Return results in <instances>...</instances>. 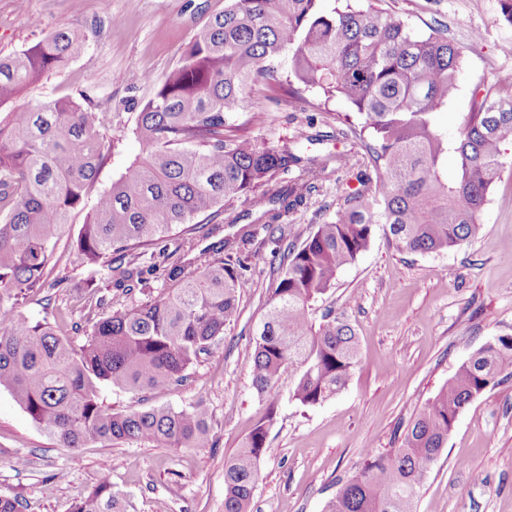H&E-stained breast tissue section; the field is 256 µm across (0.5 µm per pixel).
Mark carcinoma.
Listing matches in <instances>:
<instances>
[{
  "instance_id": "obj_1",
  "label": "carcinoma",
  "mask_w": 512,
  "mask_h": 512,
  "mask_svg": "<svg viewBox=\"0 0 512 512\" xmlns=\"http://www.w3.org/2000/svg\"><path fill=\"white\" fill-rule=\"evenodd\" d=\"M229 0L194 36L181 66L136 113L133 135L144 154L95 192L110 150L104 116L70 97L17 103L21 92L65 68L87 35L60 29L37 44L0 56V388L60 446L149 442L194 448L208 442V411L154 408L114 412L100 402L108 383L157 390L186 379L238 316L241 273L227 253L232 239L211 243L201 267L177 257L192 250L187 224L221 214L224 202L252 200L255 220L273 224L306 205L318 182L344 169L359 188L280 259L271 306L255 340L251 376L263 394L281 372L300 367L293 398L315 406L346 387L358 364L348 318L332 310L319 323L312 306L336 287L338 272L366 251L375 227L414 254L460 246L475 237L492 187L508 164L512 99L489 94L462 112L453 129L438 124L455 99L462 50L439 30L416 35L377 0ZM268 82L290 94L318 91L322 105L343 101L357 122L339 130L362 153L304 155L261 148L226 134L235 127L247 87ZM457 170L448 178L445 164ZM299 174H294V170ZM288 174V180L278 176ZM86 212L73 247L83 263L106 268L130 294L147 286L148 253L176 241L170 287L157 298L105 310L96 280L85 293L84 344L76 347L49 323L18 315L20 298L43 287L72 216ZM512 369V336H497L462 362L407 426L402 446L370 449L325 512H415L420 490L458 414ZM260 421L224 467V512H251L257 464L269 450ZM71 512H127L107 477Z\"/></svg>"
}]
</instances>
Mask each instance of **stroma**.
Segmentation results:
<instances>
[{"label": "stroma", "instance_id": "stroma-1", "mask_svg": "<svg viewBox=\"0 0 512 512\" xmlns=\"http://www.w3.org/2000/svg\"><path fill=\"white\" fill-rule=\"evenodd\" d=\"M228 0H0V55L27 48L64 28L85 31L87 43L69 65L25 91V99L87 95L97 112H121L124 125L104 123L113 145L101 167L97 190L125 172L142 146L131 132L130 99L151 97L177 68L196 31ZM418 34L440 29L463 49L464 77L456 99L442 112L453 127L473 98L491 91L512 96L500 83L512 72V25L497 0H380ZM149 74L131 88L129 74ZM306 102L284 90L256 84L237 116L244 134L260 147L294 146L300 132L323 135L312 153L358 151L354 138L336 139L340 101L319 109L320 96ZM358 183L339 170L320 184L307 205L273 224L247 220L251 205L237 198L225 205L241 216L250 241L237 255L245 267L237 320L183 384L132 393L103 387L104 404L117 411L204 402L213 438L196 448H167L148 442H92L78 451L59 447L0 389V497L22 494L25 512H70L100 477L130 502V512H224V466L254 426L272 416V454L259 463L252 512H324L340 481L358 471L364 452L400 447L410 421L445 385L458 365L487 341L512 335V167L493 187L478 234L461 246L433 254L398 250L376 230L369 249L343 267L336 289L318 304L345 313L359 336V364L348 386L322 404L307 407L292 397L299 368L285 369L272 390L258 395L250 362L257 335L279 275L271 253L300 245L314 225L333 216ZM58 264L39 294L18 305L33 322L59 310L83 314L89 276L107 279L101 267L83 264L68 242H60ZM156 271L144 290L125 294L105 284L113 308L160 295L169 282L168 261L155 255ZM28 460L14 465L16 456ZM417 512H512V376L479 394L458 415L416 503Z\"/></svg>", "mask_w": 512, "mask_h": 512}]
</instances>
